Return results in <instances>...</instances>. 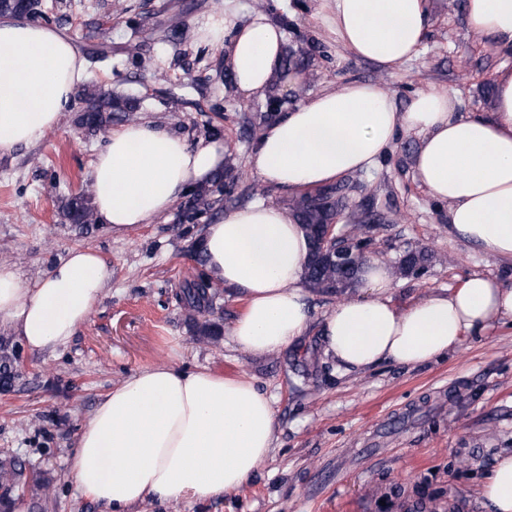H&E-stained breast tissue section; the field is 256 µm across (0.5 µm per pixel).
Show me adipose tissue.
<instances>
[{
    "label": "adipose tissue",
    "mask_w": 512,
    "mask_h": 512,
    "mask_svg": "<svg viewBox=\"0 0 512 512\" xmlns=\"http://www.w3.org/2000/svg\"><path fill=\"white\" fill-rule=\"evenodd\" d=\"M327 23L357 58L389 71L416 56L429 25V0H327ZM468 28L512 52V0H466ZM203 40L226 49L244 96L265 93L283 72L285 33L263 13L233 8L197 23ZM87 79L72 40L20 15H0V155L53 131ZM491 116L458 115L445 91L423 90L406 109L373 81H348L296 103L266 124L250 166L270 186L303 192L374 167L396 134H418L414 169L421 185L448 205V228L481 250L512 258V69L495 80ZM222 141L183 137L150 122L113 130L89 177L99 224L121 234L167 213L224 167ZM204 272L247 300L231 336L251 355L279 353L306 336L312 316L304 264L308 241L291 213L255 202L207 225L199 242ZM112 279L93 249L67 252L35 285L0 263V326L33 352L66 345ZM362 292L324 318L326 355L349 370L390 360L425 364L455 349L463 336L512 317V287L475 273L460 288L395 307L391 269L372 260ZM271 400L252 382L207 369L166 364L143 369L98 403L78 434L70 470L81 490L123 512L148 496L211 499L239 489L274 445ZM486 512H512V455L499 458L483 485Z\"/></svg>",
    "instance_id": "obj_1"
}]
</instances>
